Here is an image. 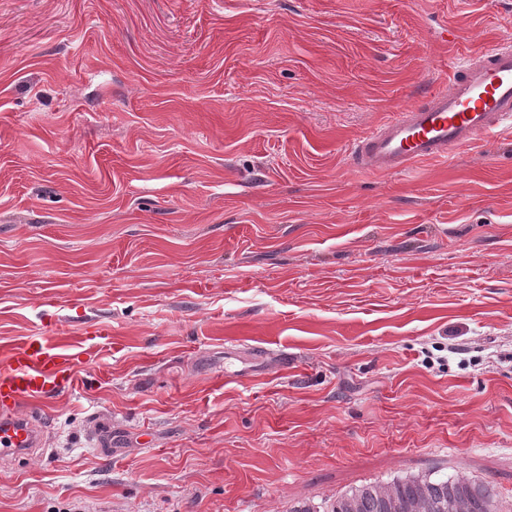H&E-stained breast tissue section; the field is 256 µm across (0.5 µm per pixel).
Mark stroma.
Instances as JSON below:
<instances>
[{
	"instance_id": "obj_1",
	"label": "stroma",
	"mask_w": 512,
	"mask_h": 512,
	"mask_svg": "<svg viewBox=\"0 0 512 512\" xmlns=\"http://www.w3.org/2000/svg\"><path fill=\"white\" fill-rule=\"evenodd\" d=\"M509 40L512 0H0V347L112 327L0 512L409 474L512 512V127L406 172L346 154Z\"/></svg>"
}]
</instances>
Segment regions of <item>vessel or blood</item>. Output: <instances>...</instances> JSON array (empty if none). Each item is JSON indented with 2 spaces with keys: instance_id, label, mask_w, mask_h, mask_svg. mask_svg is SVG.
Segmentation results:
<instances>
[{
  "instance_id": "1",
  "label": "vessel or blood",
  "mask_w": 512,
  "mask_h": 512,
  "mask_svg": "<svg viewBox=\"0 0 512 512\" xmlns=\"http://www.w3.org/2000/svg\"><path fill=\"white\" fill-rule=\"evenodd\" d=\"M512 126V45L459 63L446 89L412 105L353 144V160L370 172L403 171L423 160ZM79 356L43 336L11 349L0 366V463L19 461L42 446L44 431L26 405L44 404L78 384Z\"/></svg>"
}]
</instances>
